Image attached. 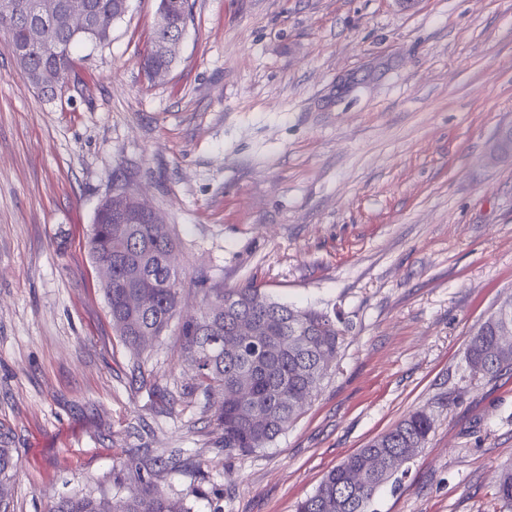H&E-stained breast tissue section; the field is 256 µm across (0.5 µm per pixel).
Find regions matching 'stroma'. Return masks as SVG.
Listing matches in <instances>:
<instances>
[{
  "label": "stroma",
  "mask_w": 512,
  "mask_h": 512,
  "mask_svg": "<svg viewBox=\"0 0 512 512\" xmlns=\"http://www.w3.org/2000/svg\"><path fill=\"white\" fill-rule=\"evenodd\" d=\"M149 82L159 0H128L43 100L0 32V448L9 512L125 497L144 472L191 512H295L410 411L433 421L369 512H504L512 375L472 374V331L512 302V0H191ZM128 184L199 278L339 314L342 348L267 448L226 456L177 325L116 333L88 251Z\"/></svg>",
  "instance_id": "35a3bbf8"
}]
</instances>
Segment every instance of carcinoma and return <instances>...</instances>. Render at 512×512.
<instances>
[{
  "label": "carcinoma",
  "mask_w": 512,
  "mask_h": 512,
  "mask_svg": "<svg viewBox=\"0 0 512 512\" xmlns=\"http://www.w3.org/2000/svg\"><path fill=\"white\" fill-rule=\"evenodd\" d=\"M12 11H0V26L8 28L11 42L23 44V52L13 55L28 80L36 73L52 69L67 81L73 64V50L81 42L102 44L108 38L93 32H78L57 19L41 18L26 11L29 0H8ZM97 10L116 19L127 9L126 0H92ZM173 5L165 25L154 30L153 40L174 38L185 32L191 12L190 0H159V7ZM38 25L45 31L44 42L26 44L25 30ZM174 59L147 54L144 70L171 68ZM114 216L99 207L88 249L93 260L112 262V287L104 289L112 319H119L120 339L139 348L145 333L161 335L177 315L181 278L172 265L175 238L164 224H130L122 238L114 232ZM136 266L143 271L140 285L153 292L150 307L132 308L128 294L134 292L126 279L127 270ZM198 285L206 300L220 305L221 311L200 313L183 319L180 335L183 356L195 370L199 385L206 391H218L222 402L216 412L217 426L224 435V450L248 453L269 446L303 412L311 396L335 361L344 336L340 321L329 312L298 308L271 299L261 288L248 284L237 288H215L201 279ZM250 318L256 334L238 337L236 349L224 350V337L236 334L240 321ZM502 320L492 314L471 334L466 347L467 365L490 380L512 369V349L492 355L491 348ZM265 414L263 423L251 420L253 409ZM432 431V422L423 410H417L386 432L347 456L321 481L315 492L297 504L296 512H368L375 493L391 479L407 472V465L421 451ZM400 459L393 469L386 460ZM379 459L383 465L374 467ZM16 467L10 450L0 448V512H6V488L3 480ZM140 488L126 499L108 501L93 494L58 500L49 512H190L183 499L171 497L155 485L138 477ZM498 494L507 510L512 509V464L501 468Z\"/></svg>",
  "instance_id": "carcinoma-1"
}]
</instances>
